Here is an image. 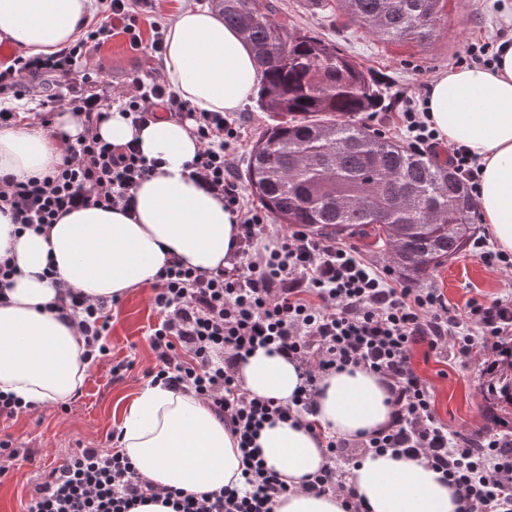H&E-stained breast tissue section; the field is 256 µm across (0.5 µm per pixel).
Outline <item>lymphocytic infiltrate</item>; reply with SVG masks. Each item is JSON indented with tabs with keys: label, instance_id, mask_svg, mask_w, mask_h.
I'll use <instances>...</instances> for the list:
<instances>
[{
	"label": "lymphocytic infiltrate",
	"instance_id": "obj_1",
	"mask_svg": "<svg viewBox=\"0 0 512 512\" xmlns=\"http://www.w3.org/2000/svg\"><path fill=\"white\" fill-rule=\"evenodd\" d=\"M96 3L102 18L96 29L52 55H17L0 69V94L19 99L27 94V81L42 75L65 78L67 94L38 100L42 124L67 106L84 115V136L68 145L54 171L24 181L0 179V211L18 231L56 223L78 205L129 203L156 168L134 143L117 149L98 137L101 115L82 92L92 76L81 63L88 43H101L115 31L131 50L162 59L166 28L155 24L151 38L142 37L141 21L155 11V0ZM129 85L116 102L133 126L162 112L192 121L201 148L190 166L223 197L242 229L232 267L202 273L173 260L159 270L151 301L162 319L150 334L155 366L148 375L204 400L238 443L244 484L217 492L161 490L117 448H82L36 484L26 512H132L150 497L162 498L173 512H275L289 486L256 454L258 430L269 421L296 423L312 414L321 378L349 367L379 377L389 394L390 419L358 438L325 436L329 463L306 482V491L340 496L343 512H369L349 485L346 468L357 464L359 454L388 451L425 459L441 472L455 488L460 512H512V431L487 427L472 438L449 432L412 361L414 349L422 346L464 363L490 341L511 336L512 299H474L461 312L438 290L400 281L392 268L372 267L355 245L316 238L298 226L275 229L267 213L249 205L236 177L240 134L233 121L220 112L193 111L164 79L147 82L135 75ZM270 235L275 246L255 250V243ZM111 309L109 300L92 302L69 289L57 303L59 318H77L87 338L86 354L95 360L106 354ZM259 348L297 362L303 381L290 403L243 387L238 365Z\"/></svg>",
	"mask_w": 512,
	"mask_h": 512
}]
</instances>
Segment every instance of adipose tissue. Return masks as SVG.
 <instances>
[{"label":"adipose tissue","mask_w":512,"mask_h":512,"mask_svg":"<svg viewBox=\"0 0 512 512\" xmlns=\"http://www.w3.org/2000/svg\"><path fill=\"white\" fill-rule=\"evenodd\" d=\"M90 0H0V41L22 54L47 56L72 43ZM169 84L197 112L234 113L257 91L262 73L251 49L217 11L183 7L166 33ZM441 142L464 146L481 166L477 208L498 248L512 253V44L491 65L448 69L431 79L425 97ZM120 147L137 140L157 168L139 185L132 208L79 206L44 233L15 234L0 215V257L12 252L18 272L0 304V392L31 407L77 397L90 371L77 321L50 311L56 291L43 278L52 267L89 299L121 298L150 285L172 259L209 272L231 267L242 236L235 214L208 190L188 163L200 149L191 121L161 119L132 127L115 108L97 126ZM84 133L80 113L61 112L53 130L22 121L0 128V177L40 176L59 166L68 143ZM250 393L289 401L301 383L295 361L256 349L238 368ZM315 418L328 431L355 438L389 420L388 394L363 370L322 377ZM122 451L158 488L194 492L238 483L242 456L204 401L161 383L147 385L123 411ZM256 443L267 466L291 487L275 512H343L341 499L303 490L327 463L320 440L305 426L263 425ZM348 481L370 512H458L453 486L422 460L370 452Z\"/></svg>","instance_id":"1"}]
</instances>
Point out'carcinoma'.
<instances>
[{
    "instance_id": "cac0c4a2",
    "label": "carcinoma",
    "mask_w": 512,
    "mask_h": 512,
    "mask_svg": "<svg viewBox=\"0 0 512 512\" xmlns=\"http://www.w3.org/2000/svg\"><path fill=\"white\" fill-rule=\"evenodd\" d=\"M447 0H336V23L381 42L423 46L441 35ZM224 25L254 52L271 123L252 145L244 179L279 224L375 239L416 279L470 239L477 203L458 174L355 120L381 88L334 43L273 18L262 0H218ZM486 396L512 409V350L482 373Z\"/></svg>"
}]
</instances>
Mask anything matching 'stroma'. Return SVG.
<instances>
[{"label":"stroma","mask_w":512,"mask_h":512,"mask_svg":"<svg viewBox=\"0 0 512 512\" xmlns=\"http://www.w3.org/2000/svg\"><path fill=\"white\" fill-rule=\"evenodd\" d=\"M271 2L276 19L292 21L308 34L336 43L346 56L368 69L384 93V102L378 110L362 114L361 119L403 142L408 135L401 114L421 107L431 79L456 66L469 46L497 43L512 34V23L501 13L502 0H456L455 7L444 16L441 38L414 49L385 45L355 26L337 29L336 13L330 6L317 7L310 0ZM87 62L92 71L101 74L88 89L100 92L106 100L126 88L132 73L146 79L163 73L162 63L131 51L121 34L91 49ZM233 119L242 132L235 159V172L240 175L246 169L254 141L270 119L253 99L234 113ZM417 284L437 289L452 307L462 311L471 299L489 302L512 294V271L486 266L469 245L444 266L428 271ZM150 296V287L135 288L113 307L107 337L110 353L91 368L78 397L64 407L41 408L14 420L0 421V437L10 436L28 452L0 476V512H25L33 487L76 449L110 446V436L121 423L124 407L147 385L145 372L155 364L149 334L159 314ZM118 361L130 365L120 380L113 379L110 372ZM414 364L428 380L436 413L450 430L468 436L493 422L512 428V413L493 408L482 391L484 363L444 361L419 349L414 353Z\"/></svg>","instance_id":"stroma-1"}]
</instances>
